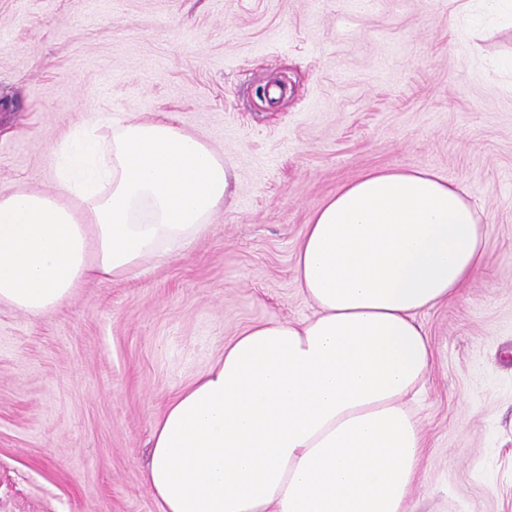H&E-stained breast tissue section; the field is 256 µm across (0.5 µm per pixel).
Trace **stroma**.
Instances as JSON below:
<instances>
[{"label": "stroma", "mask_w": 512, "mask_h": 512, "mask_svg": "<svg viewBox=\"0 0 512 512\" xmlns=\"http://www.w3.org/2000/svg\"><path fill=\"white\" fill-rule=\"evenodd\" d=\"M478 0H0V192L52 189L87 122L167 117L232 167L181 254L0 306V512H159L156 414L242 329L315 308L309 216L373 169L432 171L487 223L480 274L420 320L428 450L407 512H512V27Z\"/></svg>", "instance_id": "obj_1"}]
</instances>
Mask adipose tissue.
<instances>
[{
    "label": "adipose tissue",
    "mask_w": 512,
    "mask_h": 512,
    "mask_svg": "<svg viewBox=\"0 0 512 512\" xmlns=\"http://www.w3.org/2000/svg\"><path fill=\"white\" fill-rule=\"evenodd\" d=\"M58 156L53 190L0 193V305L32 316L182 251L229 195L223 156L163 118L79 126ZM487 242L433 172L342 186L296 248L314 316L243 329L155 419L160 512H406L426 448L407 398L433 361L419 316L480 272Z\"/></svg>",
    "instance_id": "adipose-tissue-1"
}]
</instances>
